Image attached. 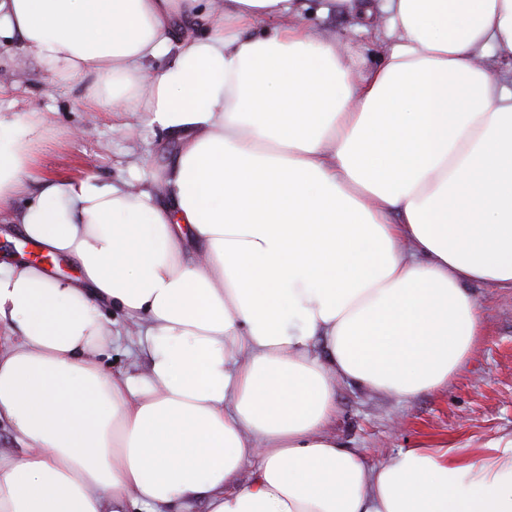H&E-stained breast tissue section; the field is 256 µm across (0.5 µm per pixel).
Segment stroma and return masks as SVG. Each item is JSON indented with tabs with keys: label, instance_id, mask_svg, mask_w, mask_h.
Returning <instances> with one entry per match:
<instances>
[{
	"label": "stroma",
	"instance_id": "1",
	"mask_svg": "<svg viewBox=\"0 0 512 512\" xmlns=\"http://www.w3.org/2000/svg\"><path fill=\"white\" fill-rule=\"evenodd\" d=\"M352 14H311L309 24L344 42L364 64L377 60L384 47L376 35L357 33ZM0 75L13 84V95L0 96V113L13 100H26L43 112L52 129L36 154L34 167L44 177H129L130 164L158 172L180 150L175 135L133 120L127 137L112 130V116L93 112L73 95L53 89L52 76L20 50L0 56ZM483 329L462 366L436 391L403 400L344 382L336 386L332 429L364 460L377 464L406 448H454L471 455L512 438V289L481 286Z\"/></svg>",
	"mask_w": 512,
	"mask_h": 512
}]
</instances>
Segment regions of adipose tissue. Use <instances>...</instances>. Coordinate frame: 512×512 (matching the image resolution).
<instances>
[{
  "mask_svg": "<svg viewBox=\"0 0 512 512\" xmlns=\"http://www.w3.org/2000/svg\"><path fill=\"white\" fill-rule=\"evenodd\" d=\"M307 11L0 0L61 94L181 139L146 186L32 182L50 129L0 113V212L80 270L0 260V512H512V439L370 465L329 431L336 381L441 387L512 288V0H322L384 21L363 68Z\"/></svg>",
  "mask_w": 512,
  "mask_h": 512,
  "instance_id": "1",
  "label": "adipose tissue"
}]
</instances>
